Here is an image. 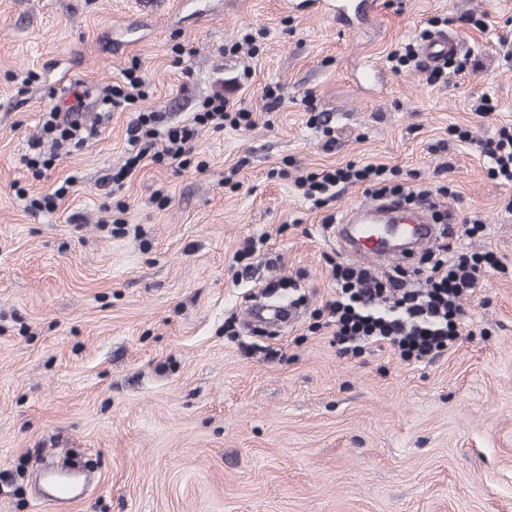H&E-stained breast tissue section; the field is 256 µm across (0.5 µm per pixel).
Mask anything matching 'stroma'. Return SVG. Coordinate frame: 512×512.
<instances>
[{"label": "stroma", "mask_w": 512, "mask_h": 512, "mask_svg": "<svg viewBox=\"0 0 512 512\" xmlns=\"http://www.w3.org/2000/svg\"><path fill=\"white\" fill-rule=\"evenodd\" d=\"M376 2L378 24L347 31L284 0H0V512H57L35 480L67 452L95 473L69 512H512V183L455 135L512 126V0ZM437 26L472 67L435 83L394 72L388 55ZM368 58L375 86L359 80ZM134 66L144 97L104 112V89ZM73 81L99 134L34 173L28 142ZM269 85L284 97L274 112ZM216 93L255 126L202 130L189 164L148 160L101 187L135 111L181 121ZM350 161L448 185L440 208L483 222L453 245L506 270L463 300L455 352L343 356L315 327L336 290L325 219L367 193L345 186L318 210L294 182ZM71 175L54 212L27 210ZM250 243L246 275L233 257ZM292 300L288 327L225 335L254 302Z\"/></svg>", "instance_id": "obj_1"}]
</instances>
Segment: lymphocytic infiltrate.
<instances>
[{"mask_svg": "<svg viewBox=\"0 0 512 512\" xmlns=\"http://www.w3.org/2000/svg\"><path fill=\"white\" fill-rule=\"evenodd\" d=\"M254 124L252 112L234 108L220 94L205 99L187 122L172 123L162 112L137 113L126 129V161L111 180L117 183L133 175L148 157L184 164L200 129H248ZM42 129L44 139L31 141L25 157L27 166L33 169H49L62 146L79 148L98 134L94 126L77 118H61L55 110L45 113ZM397 176L396 169L384 165L350 162L299 177L295 186L318 209L335 198L342 184L361 183L374 195H398L409 202L450 193L445 185L433 191H417L405 187ZM499 266L493 253H465L442 244L422 259L426 285L414 288L410 272L398 266L376 272L336 263V295L326 304L336 325V341L351 351L388 348L406 361H421L455 350L463 331L462 300L479 290L485 272Z\"/></svg>", "mask_w": 512, "mask_h": 512, "instance_id": "obj_1", "label": "lymphocytic infiltrate"}]
</instances>
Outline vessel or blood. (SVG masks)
I'll return each instance as SVG.
<instances>
[{
	"label": "vessel or blood",
	"instance_id": "vessel-or-blood-1",
	"mask_svg": "<svg viewBox=\"0 0 512 512\" xmlns=\"http://www.w3.org/2000/svg\"><path fill=\"white\" fill-rule=\"evenodd\" d=\"M288 8L311 16L345 15L359 24L375 16L374 0H288ZM461 50L449 29L431 31L420 45L423 60L434 68L456 58ZM334 235L339 253L357 265L377 268L389 263L409 268L415 265L418 251L436 246L440 228L428 206L370 196L346 210ZM248 317L253 323L286 325L295 320L293 310L285 305L254 306Z\"/></svg>",
	"mask_w": 512,
	"mask_h": 512
}]
</instances>
